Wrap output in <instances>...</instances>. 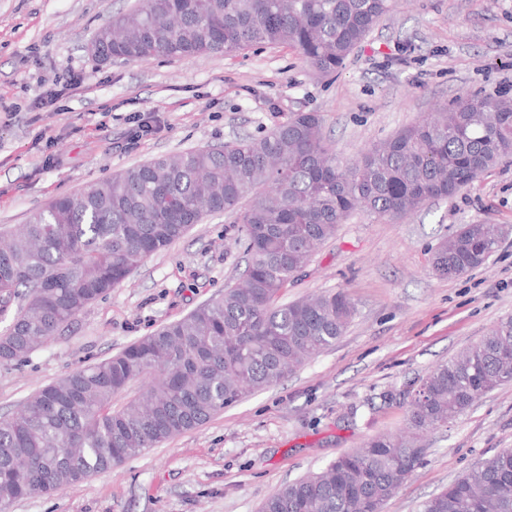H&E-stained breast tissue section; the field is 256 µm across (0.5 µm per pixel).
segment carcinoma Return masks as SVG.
Segmentation results:
<instances>
[{"mask_svg": "<svg viewBox=\"0 0 512 512\" xmlns=\"http://www.w3.org/2000/svg\"><path fill=\"white\" fill-rule=\"evenodd\" d=\"M396 0H140L112 18L101 54L137 63L289 46L317 76L337 73ZM512 158V99L456 97L344 162L318 112L260 137L157 157L0 225V365L19 364L89 305L212 214H237L238 285L120 353L43 387L0 418V506L60 492L207 423L277 385L345 333L343 292L282 302L315 249L353 211L404 216L454 197ZM504 226L461 224L432 255L436 275L483 265ZM512 382V317L433 367L409 402V426L448 423ZM426 449L372 438L319 472L284 484L261 512H381ZM421 512H512V448L432 495Z\"/></svg>", "mask_w": 512, "mask_h": 512, "instance_id": "carcinoma-1", "label": "carcinoma"}]
</instances>
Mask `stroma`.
Listing matches in <instances>:
<instances>
[{"label":"stroma","mask_w":512,"mask_h":512,"mask_svg":"<svg viewBox=\"0 0 512 512\" xmlns=\"http://www.w3.org/2000/svg\"><path fill=\"white\" fill-rule=\"evenodd\" d=\"M134 2L0 0V225L133 165L264 135L297 112L320 113L326 138L352 160L456 96L512 97V0H401L327 78L286 46L97 62L90 42ZM73 70L83 83L62 91ZM43 96L54 103L42 113ZM136 116L161 127L132 138ZM477 221L512 227V158L414 214L353 212L288 290L351 298L355 315L333 347L206 424L7 512H259L279 486L376 435L404 433L411 383L512 317V234L466 274L431 268L438 243ZM235 225L232 213L207 217L27 362L0 366V415L238 283ZM423 445L421 465L383 512H420L474 464L512 448V383L428 431Z\"/></svg>","instance_id":"35a3bbf8"}]
</instances>
